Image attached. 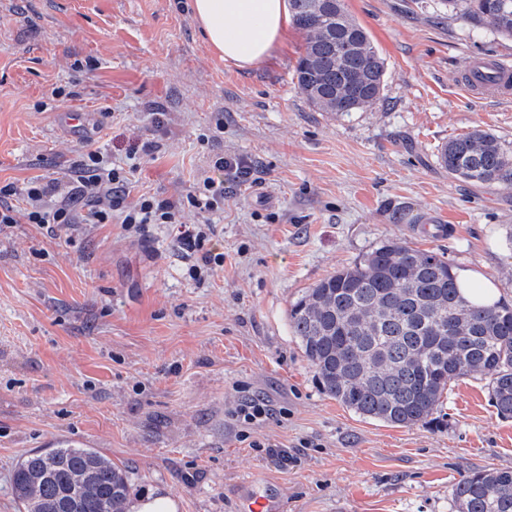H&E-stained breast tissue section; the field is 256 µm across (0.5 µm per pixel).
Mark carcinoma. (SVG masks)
Here are the masks:
<instances>
[{
	"label": "carcinoma",
	"mask_w": 512,
	"mask_h": 512,
	"mask_svg": "<svg viewBox=\"0 0 512 512\" xmlns=\"http://www.w3.org/2000/svg\"><path fill=\"white\" fill-rule=\"evenodd\" d=\"M304 50L293 78L319 112L347 115L381 99L384 61L344 0H289ZM474 27L512 37V0H448ZM440 163L473 184L512 185V143L474 129L446 142ZM292 335L329 397L398 427L425 423L448 384L488 376L497 414L512 418V305L464 297L444 253L388 240L320 280L289 312ZM25 512H128V475L92 448L57 444L13 475ZM458 512H512V469L461 475Z\"/></svg>",
	"instance_id": "obj_1"
}]
</instances>
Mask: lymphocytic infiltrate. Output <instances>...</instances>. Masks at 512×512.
<instances>
[{"mask_svg": "<svg viewBox=\"0 0 512 512\" xmlns=\"http://www.w3.org/2000/svg\"><path fill=\"white\" fill-rule=\"evenodd\" d=\"M252 164L241 156H215L210 173L196 190L186 197L172 200L156 196H140L134 204H127L132 180L128 173L113 166L110 157L99 149L84 151L66 180H32L18 187L8 184L0 187V224L15 223V209L8 205L11 196L23 197L28 223L47 227L56 232L75 224H108L120 218L126 231L139 235L155 224H173L176 249L194 256L190 274L202 280L215 268L223 266L224 255L208 246L211 232L207 224L181 223L185 209L201 212L219 209L224 203V186L248 178Z\"/></svg>", "mask_w": 512, "mask_h": 512, "instance_id": "obj_1", "label": "lymphocytic infiltrate"}]
</instances>
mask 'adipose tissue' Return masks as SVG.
<instances>
[{
  "instance_id": "adipose-tissue-1",
  "label": "adipose tissue",
  "mask_w": 512,
  "mask_h": 512,
  "mask_svg": "<svg viewBox=\"0 0 512 512\" xmlns=\"http://www.w3.org/2000/svg\"><path fill=\"white\" fill-rule=\"evenodd\" d=\"M196 19L221 58L247 68L283 42L288 0H194Z\"/></svg>"
}]
</instances>
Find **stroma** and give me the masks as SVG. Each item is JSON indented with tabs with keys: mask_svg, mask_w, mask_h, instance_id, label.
I'll return each mask as SVG.
<instances>
[{
	"mask_svg": "<svg viewBox=\"0 0 512 512\" xmlns=\"http://www.w3.org/2000/svg\"><path fill=\"white\" fill-rule=\"evenodd\" d=\"M192 3L0 0V186L63 176L89 145L126 168L146 138L160 148L134 163L132 203L193 192L217 154L253 163L223 209L182 215L212 225L224 252L202 281L164 224L145 236L0 224V512H23L17 465L59 441L109 457L130 497L159 491L177 512H239L247 490L288 512H455L462 474L512 468V419L488 377L452 381L423 425L363 418L320 390L288 312L391 239L443 252L512 304V186L466 183L437 158L476 128L512 142V101L458 83L471 57L512 64V38L473 29L446 0H345L386 77L380 102L335 115L292 81L296 26L240 68L210 47ZM65 111L87 113L80 138ZM420 210L444 215L446 236L413 228ZM254 395L275 414L248 426L232 411Z\"/></svg>",
	"mask_w": 512,
	"mask_h": 512,
	"instance_id": "1",
	"label": "stroma"
}]
</instances>
